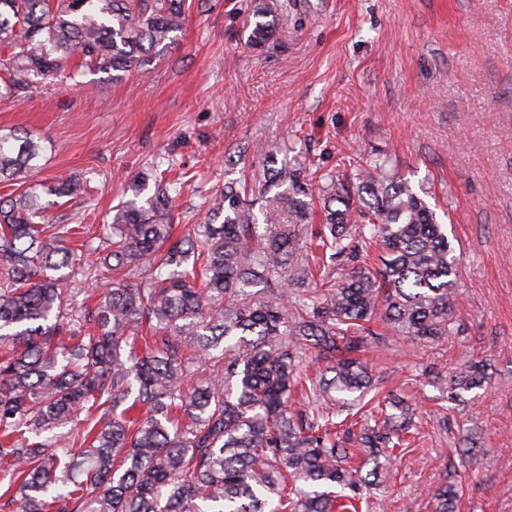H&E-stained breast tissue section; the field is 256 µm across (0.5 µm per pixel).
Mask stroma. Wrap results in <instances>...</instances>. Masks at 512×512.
Segmentation results:
<instances>
[{
    "label": "stroma",
    "mask_w": 512,
    "mask_h": 512,
    "mask_svg": "<svg viewBox=\"0 0 512 512\" xmlns=\"http://www.w3.org/2000/svg\"><path fill=\"white\" fill-rule=\"evenodd\" d=\"M256 0H186L182 29L144 70L96 90L49 83L0 98V130L39 137L40 166L0 182V198L64 174L47 229L104 224L161 164L176 183L179 230L201 223L225 183L304 167L313 188L378 156L447 227L459 263L460 327L448 341L386 336L368 358L403 387L419 435L364 512H434L464 470L461 512H512V0H291L263 50L248 34ZM489 383L458 404L432 381L468 359ZM481 433L468 461L465 428Z\"/></svg>",
    "instance_id": "obj_1"
}]
</instances>
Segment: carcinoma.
Listing matches in <instances>:
<instances>
[{
	"label": "carcinoma",
	"mask_w": 512,
	"mask_h": 512,
	"mask_svg": "<svg viewBox=\"0 0 512 512\" xmlns=\"http://www.w3.org/2000/svg\"><path fill=\"white\" fill-rule=\"evenodd\" d=\"M286 8L256 11L252 47ZM184 14L185 0H0V97L85 70L118 80L161 55ZM41 151L31 133L0 132V180L34 172ZM349 166L355 181L330 179L316 230L303 169L273 167L255 198L225 184L178 238L171 183L154 173V194L105 226L99 263L115 278L72 313L90 242L67 248L40 221L43 197L80 184L61 176L0 202V494L19 512H359L415 443L397 392L380 395L374 424L357 419L378 389L359 352L378 323L425 342L455 335L459 267L436 213L385 159ZM309 235L320 279L305 289ZM373 247L375 269L361 262ZM195 358L207 369L193 383ZM486 380L481 361L437 378L457 402ZM434 500L459 512L456 481Z\"/></svg>",
	"instance_id": "obj_1"
}]
</instances>
